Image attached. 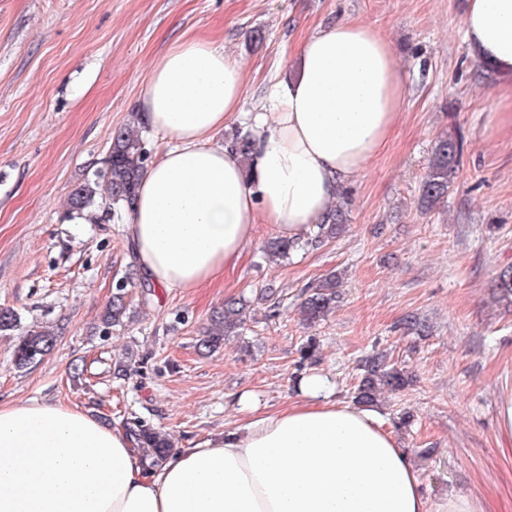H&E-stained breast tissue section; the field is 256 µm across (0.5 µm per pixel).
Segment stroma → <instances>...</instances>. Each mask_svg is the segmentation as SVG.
I'll use <instances>...</instances> for the list:
<instances>
[{
    "label": "stroma",
    "mask_w": 512,
    "mask_h": 512,
    "mask_svg": "<svg viewBox=\"0 0 512 512\" xmlns=\"http://www.w3.org/2000/svg\"><path fill=\"white\" fill-rule=\"evenodd\" d=\"M467 0H0V306L21 329L52 326L54 351L13 363L19 332L0 335V403L59 401L122 426L136 416L187 448L282 408L305 377L328 378L348 402L365 358L386 354L410 378L376 410L412 455L430 507L470 497L476 512H512V449L496 409L512 391V307L492 292L512 266V130L492 125L496 79L472 60ZM357 19L391 42L409 93L386 148L346 186L339 238L267 257L274 230L224 276L185 291L129 288L121 325L105 305L131 263L124 212L63 220L76 185L100 168L137 111L152 62L179 39L223 45L245 64L255 108L296 70L300 42ZM262 42H254V31ZM462 135L446 202L417 207L436 137ZM341 299L323 322L298 307L328 274ZM274 289L271 315L266 289ZM246 299L243 330L208 350L212 313Z\"/></svg>",
    "instance_id": "obj_1"
}]
</instances>
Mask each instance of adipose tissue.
Listing matches in <instances>:
<instances>
[{
    "mask_svg": "<svg viewBox=\"0 0 512 512\" xmlns=\"http://www.w3.org/2000/svg\"><path fill=\"white\" fill-rule=\"evenodd\" d=\"M473 57L506 82L491 119L512 127V0H468ZM299 69L245 112L244 65L204 39L152 64L140 110L166 147L126 206L125 232L156 286L193 290L235 267L257 225L295 239L330 212L339 188L386 147L407 94L389 40L364 22L322 26ZM246 118L242 160L215 139ZM327 380L232 430L150 466L125 430L35 400L0 403V512H431L408 451L375 411L330 400Z\"/></svg>",
    "mask_w": 512,
    "mask_h": 512,
    "instance_id": "ef3b65f1",
    "label": "adipose tissue"
}]
</instances>
